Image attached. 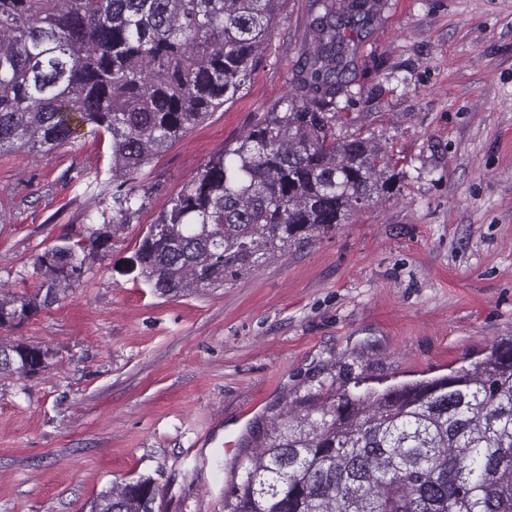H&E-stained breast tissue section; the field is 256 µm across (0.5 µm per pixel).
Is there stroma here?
Instances as JSON below:
<instances>
[{"mask_svg": "<svg viewBox=\"0 0 512 512\" xmlns=\"http://www.w3.org/2000/svg\"><path fill=\"white\" fill-rule=\"evenodd\" d=\"M312 0H282L242 98L144 170L145 206L68 297L0 338L54 351L0 378V512H88L152 477L162 512H224L245 441L323 385L448 373L512 337V0H386L336 134L393 151L398 189L219 288L160 296L125 270L148 224L284 98ZM109 136L0 154V290L112 209ZM99 180L88 183L89 174Z\"/></svg>", "mask_w": 512, "mask_h": 512, "instance_id": "1", "label": "stroma"}]
</instances>
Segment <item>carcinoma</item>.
<instances>
[{
	"instance_id": "cac0c4a2",
	"label": "carcinoma",
	"mask_w": 512,
	"mask_h": 512,
	"mask_svg": "<svg viewBox=\"0 0 512 512\" xmlns=\"http://www.w3.org/2000/svg\"><path fill=\"white\" fill-rule=\"evenodd\" d=\"M280 0H0V153L51 152L73 123L112 141V218L34 261L39 282L0 291V329L77 287L137 212L144 168L233 102L269 39ZM381 0H314L313 49L293 92L237 147L210 158L140 237L135 280L161 296L221 286L262 258L310 244L392 193L393 156L336 138L359 31ZM49 349L0 340V377L45 370ZM320 390L289 408L253 454L225 512H512V339L448 374ZM139 477L88 512H160Z\"/></svg>"
}]
</instances>
